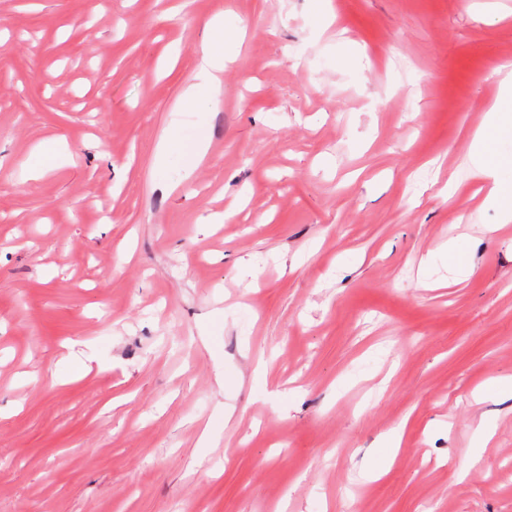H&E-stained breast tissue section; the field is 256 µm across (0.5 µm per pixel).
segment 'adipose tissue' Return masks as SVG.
Instances as JSON below:
<instances>
[{
	"label": "adipose tissue",
	"instance_id": "adipose-tissue-1",
	"mask_svg": "<svg viewBox=\"0 0 512 512\" xmlns=\"http://www.w3.org/2000/svg\"><path fill=\"white\" fill-rule=\"evenodd\" d=\"M242 26L232 17H218L210 21L203 40L202 56L195 69L194 81L184 90L182 101L186 108H194L201 88L219 92L220 75L226 61L231 60ZM512 135V71H507L501 83L497 102L488 112L485 125L479 129L471 142L468 155L470 169L474 175L489 179L491 186L487 203L497 207L500 221L512 223V185L504 183L500 170L504 164L495 150V141L501 135Z\"/></svg>",
	"mask_w": 512,
	"mask_h": 512
}]
</instances>
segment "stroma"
<instances>
[{"mask_svg": "<svg viewBox=\"0 0 512 512\" xmlns=\"http://www.w3.org/2000/svg\"><path fill=\"white\" fill-rule=\"evenodd\" d=\"M506 63L512 0H0V512H512ZM227 30H233V34L227 36ZM243 30L241 21L233 17L221 15L209 22L203 40L202 56L193 77L194 83L189 84L182 95L186 108L193 109L196 106L198 93L203 87L209 88L214 96L219 94V74L224 71L226 61L232 59L238 36ZM511 65H501L497 71L507 70L501 83L497 102L488 112L485 125L479 129L471 142L468 155L471 172L476 176L491 179L486 202L497 207L500 224L512 223V185L505 184L500 175L507 162L512 166V158L507 161L495 150V141L501 135L512 136V71ZM204 144L198 140L189 141L180 133L171 132L163 140V151L158 158V164L163 167L167 157L177 153L186 173H192L203 159Z\"/></svg>", "mask_w": 512, "mask_h": 512, "instance_id": "1", "label": "stroma"}]
</instances>
